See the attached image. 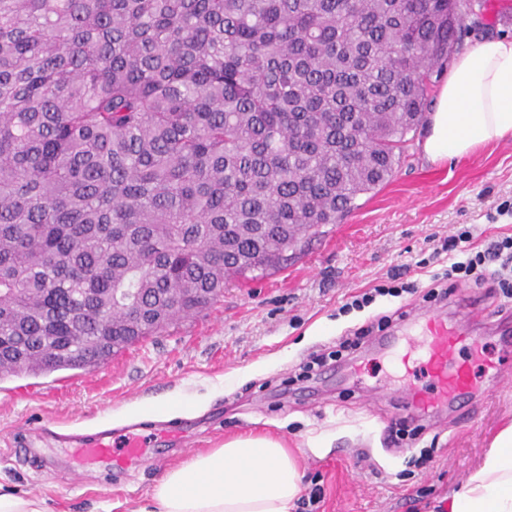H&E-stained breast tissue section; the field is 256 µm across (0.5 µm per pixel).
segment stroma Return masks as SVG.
<instances>
[{
    "mask_svg": "<svg viewBox=\"0 0 512 512\" xmlns=\"http://www.w3.org/2000/svg\"><path fill=\"white\" fill-rule=\"evenodd\" d=\"M487 36L512 37V0H487L479 26H465L456 49ZM425 135L410 134L392 177L359 196L340 223L309 234L280 271L225 281L208 307L105 363L0 382V486L46 498L50 512H128L191 455L268 432L299 456L305 489L322 488L320 512H407L421 488L430 494L418 512H433L512 421V299L486 282L459 285L439 303L421 297L446 268L440 246L457 227L470 228L476 248L512 235V138L433 163L422 152ZM394 272L418 294L342 312L352 295ZM402 305L479 337L483 357L465 403L419 414L421 433L394 446L387 430L404 414L408 386L427 387L428 379H413L375 337L342 360L331 353L350 330ZM316 354L325 360L310 366ZM371 389L379 401L364 399ZM167 399L199 408L149 415ZM107 428L121 440L149 437L128 470L108 471L68 446Z\"/></svg>",
    "mask_w": 512,
    "mask_h": 512,
    "instance_id": "1",
    "label": "stroma"
}]
</instances>
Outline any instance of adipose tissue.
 Returning <instances> with one entry per match:
<instances>
[{"instance_id": "1", "label": "adipose tissue", "mask_w": 512, "mask_h": 512, "mask_svg": "<svg viewBox=\"0 0 512 512\" xmlns=\"http://www.w3.org/2000/svg\"><path fill=\"white\" fill-rule=\"evenodd\" d=\"M510 136L512 38L493 37L455 60L423 151L431 162H443ZM302 477L298 457L282 438L241 434L166 472L135 512H294ZM448 512H512V424L449 493Z\"/></svg>"}]
</instances>
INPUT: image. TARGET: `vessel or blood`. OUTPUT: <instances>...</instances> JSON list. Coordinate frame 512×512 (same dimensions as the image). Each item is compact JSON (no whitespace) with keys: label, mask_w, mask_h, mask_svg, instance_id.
<instances>
[{"label":"vessel or blood","mask_w":512,"mask_h":512,"mask_svg":"<svg viewBox=\"0 0 512 512\" xmlns=\"http://www.w3.org/2000/svg\"><path fill=\"white\" fill-rule=\"evenodd\" d=\"M463 343L468 344L471 353H478L477 338L465 336L460 329L448 326L436 317L425 318L418 348L430 377V387L426 390L412 387L411 395L417 403L428 409L436 408L470 393L473 386L471 367L453 359L456 347ZM79 446L93 459L112 466L124 465L140 454L139 442H115L108 430L80 439Z\"/></svg>","instance_id":"obj_1"}]
</instances>
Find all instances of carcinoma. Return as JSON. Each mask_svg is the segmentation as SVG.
<instances>
[{
	"label": "carcinoma",
	"instance_id": "carcinoma-1",
	"mask_svg": "<svg viewBox=\"0 0 512 512\" xmlns=\"http://www.w3.org/2000/svg\"><path fill=\"white\" fill-rule=\"evenodd\" d=\"M484 0H0V381L105 362L392 176ZM140 302L155 324L135 329Z\"/></svg>",
	"mask_w": 512,
	"mask_h": 512
}]
</instances>
